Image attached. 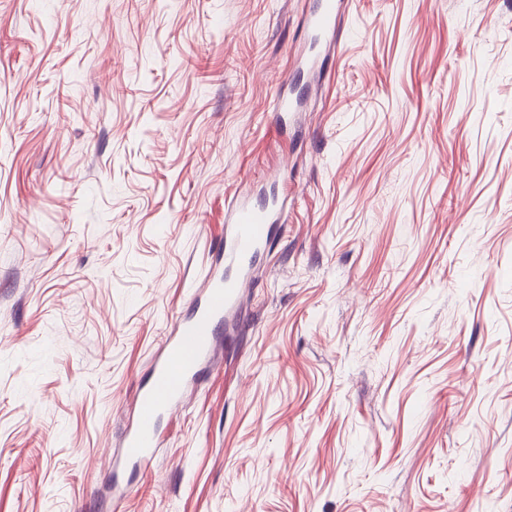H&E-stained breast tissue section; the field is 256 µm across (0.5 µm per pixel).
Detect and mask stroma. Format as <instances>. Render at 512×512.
<instances>
[{"label": "stroma", "mask_w": 512, "mask_h": 512, "mask_svg": "<svg viewBox=\"0 0 512 512\" xmlns=\"http://www.w3.org/2000/svg\"><path fill=\"white\" fill-rule=\"evenodd\" d=\"M315 3L0 0V512H512V0H343L327 46ZM275 195L113 498L228 204ZM275 208L258 207L235 199L229 207L224 243L217 262L224 264V275L212 276L206 289L192 301L188 315L175 323L153 365L148 383L136 391L135 419L123 437L122 454L135 467L148 465L157 445L158 421L177 403L199 370L209 364L216 344L218 326L239 306L245 286L251 281L252 258L264 249L274 223L282 224L284 202ZM235 271L231 277L227 272Z\"/></svg>", "instance_id": "35a3bbf8"}]
</instances>
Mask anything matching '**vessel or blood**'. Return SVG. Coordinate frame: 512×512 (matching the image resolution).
I'll return each mask as SVG.
<instances>
[{
    "label": "vessel or blood",
    "mask_w": 512,
    "mask_h": 512,
    "mask_svg": "<svg viewBox=\"0 0 512 512\" xmlns=\"http://www.w3.org/2000/svg\"><path fill=\"white\" fill-rule=\"evenodd\" d=\"M339 9V0H320L318 10L308 19L309 26L320 33H335ZM285 211L282 205L268 209L244 199L232 201L229 226L217 254L224 274L212 276L205 290L193 299L190 313L177 319L173 336L153 365L150 381L136 391L135 419L124 434L122 448L125 461L133 466L151 462L160 417L182 398L188 384L209 363L219 325L237 309L251 280V260L268 243L272 226L283 222Z\"/></svg>",
    "instance_id": "1"
}]
</instances>
